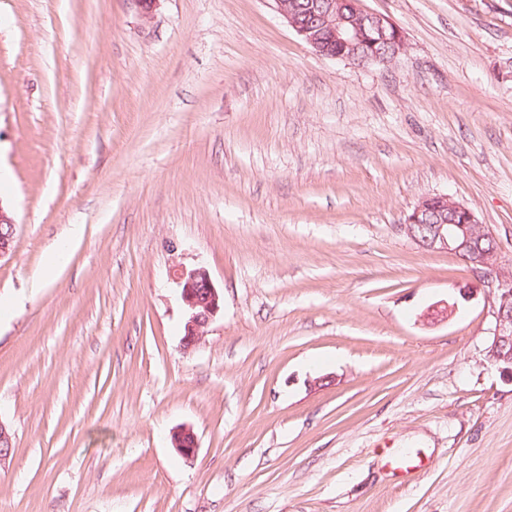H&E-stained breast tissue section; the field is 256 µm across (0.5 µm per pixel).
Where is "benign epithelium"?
<instances>
[{
	"label": "benign epithelium",
	"instance_id": "7a95c632",
	"mask_svg": "<svg viewBox=\"0 0 512 512\" xmlns=\"http://www.w3.org/2000/svg\"><path fill=\"white\" fill-rule=\"evenodd\" d=\"M278 13L315 54L353 62L358 65L392 64L406 49L401 30L389 18L369 13L361 0H272ZM390 47L393 54H383ZM402 228L421 248L460 256L471 266L493 299L492 341L487 351L490 364L512 376V352L504 353L512 344V272L502 266L499 254L481 247L484 239L493 238L470 207L446 194L420 198L406 215ZM16 223L0 205V259L14 248ZM186 313L183 346L197 345L205 329L221 310L222 299L206 267L174 271ZM178 452L190 458L195 455L197 438L189 427L171 434ZM13 437L0 422V466L12 456Z\"/></svg>",
	"mask_w": 512,
	"mask_h": 512
}]
</instances>
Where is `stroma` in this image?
<instances>
[{
	"instance_id": "35a3bbf8",
	"label": "stroma",
	"mask_w": 512,
	"mask_h": 512,
	"mask_svg": "<svg viewBox=\"0 0 512 512\" xmlns=\"http://www.w3.org/2000/svg\"><path fill=\"white\" fill-rule=\"evenodd\" d=\"M361 6L396 63L315 55L271 0H0V512H512L490 304L402 228L446 194L512 260V0ZM15 234L16 223L8 210L0 202V259L7 256L13 250ZM173 278L186 313L183 346L191 348L199 343L205 329L220 312L221 295L202 264L190 269H176ZM171 442L178 452L190 458L195 455L197 449V438L193 430L189 427H181L174 430L171 434Z\"/></svg>"
}]
</instances>
